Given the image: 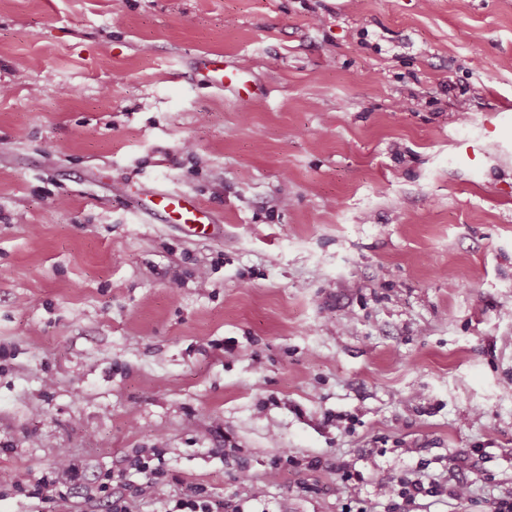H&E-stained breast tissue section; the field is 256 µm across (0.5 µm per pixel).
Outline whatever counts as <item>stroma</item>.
<instances>
[{
    "mask_svg": "<svg viewBox=\"0 0 512 512\" xmlns=\"http://www.w3.org/2000/svg\"><path fill=\"white\" fill-rule=\"evenodd\" d=\"M1 84L0 512L512 491V0H0ZM201 65L203 70L206 71L205 77L217 87L231 88L238 86L247 96H253L260 91V89L251 87V81L245 72L224 64V60L220 56L203 58ZM145 210L175 216L179 224L195 232L199 226L214 224L208 211L193 197L178 191L159 190L153 192L142 204ZM398 489H394L399 498L410 505L415 503V500L419 495L438 496L443 492V488L440 484L435 482L429 483L428 487H425L422 479L418 477H412L411 475L405 474L397 479ZM186 495L176 501L174 508L176 510H165L168 512H223L225 509L224 501L212 500L202 496L200 491Z\"/></svg>",
    "mask_w": 512,
    "mask_h": 512,
    "instance_id": "obj_1",
    "label": "stroma"
}]
</instances>
